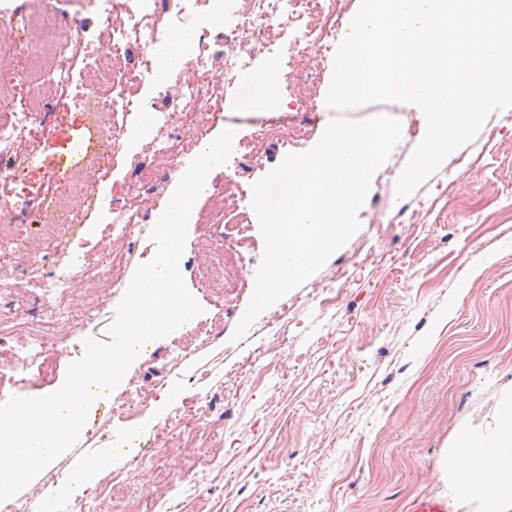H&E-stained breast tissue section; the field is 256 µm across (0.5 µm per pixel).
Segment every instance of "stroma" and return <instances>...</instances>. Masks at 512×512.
<instances>
[{"mask_svg":"<svg viewBox=\"0 0 512 512\" xmlns=\"http://www.w3.org/2000/svg\"><path fill=\"white\" fill-rule=\"evenodd\" d=\"M224 83L223 124L242 150L266 129L276 107L249 111L252 70ZM412 115L414 136L402 137L358 218L360 229L301 287L262 311L242 337L234 332L253 295L255 274L230 290L224 334L196 345L177 331L145 343L127 380H163L173 394L152 399L134 415L114 409V388L89 412L90 430L23 491L35 512L46 502L68 512L76 496L95 500L94 512H137L152 494L156 512H410L415 499L443 496L440 460L462 425H486L512 380V121L491 115L463 148L474 167L443 164L412 195L396 196L402 170L422 140L426 121L407 103H376L349 110V118ZM284 159L269 144L261 167L242 182L238 204L248 212L247 257L263 260L265 242L252 211V186ZM349 278L332 282L335 267ZM339 290L325 307L316 290ZM95 301L90 326L60 327L61 352L52 375L38 364L0 377V404L37 398L61 388L84 342L105 339L118 299L103 286L80 285L75 306ZM282 340L277 367L248 378L239 365L246 350ZM219 402L207 432H178L179 449L156 447V434L175 408L196 394ZM111 449V467L84 486L77 471L93 453ZM162 468L165 480L145 489L133 476ZM67 495H60L61 487Z\"/></svg>","mask_w":512,"mask_h":512,"instance_id":"obj_1","label":"stroma"}]
</instances>
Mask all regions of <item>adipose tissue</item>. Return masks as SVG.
Instances as JSON below:
<instances>
[{"label": "adipose tissue", "mask_w": 512, "mask_h": 512, "mask_svg": "<svg viewBox=\"0 0 512 512\" xmlns=\"http://www.w3.org/2000/svg\"><path fill=\"white\" fill-rule=\"evenodd\" d=\"M195 39L193 29H175L153 47V84L180 68ZM492 427H461L442 468L453 512H512V385L506 386Z\"/></svg>", "instance_id": "ef3b65f1"}]
</instances>
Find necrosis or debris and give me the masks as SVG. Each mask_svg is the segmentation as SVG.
<instances>
[{
  "label": "necrosis or debris",
  "instance_id": "1",
  "mask_svg": "<svg viewBox=\"0 0 512 512\" xmlns=\"http://www.w3.org/2000/svg\"><path fill=\"white\" fill-rule=\"evenodd\" d=\"M211 0H78L79 14L65 0H43L41 10L18 5L0 14V294L18 283L33 288L40 321L25 352L14 354L11 369L23 373L32 354L55 351L56 327L69 321L67 294L77 283L106 280L112 295L123 286V269L139 264L141 241L149 235L151 204L165 193L193 148L209 140L223 109V79L250 66L257 49L278 48L288 69L292 110L279 114L270 138H257L247 152L230 157L227 174L207 196L196 222L204 232L201 251L217 248L239 278L248 268L235 235L247 219L234 205L238 180L258 165L275 139L282 151L295 148L314 108L305 90L334 58L348 0H224V25L208 26ZM101 14L102 39H86L81 13ZM193 28L196 37L180 75L157 89L151 102L146 151L136 154L137 171L122 195L112 197L107 224L110 245L101 261L81 262L86 243L78 230L93 211L94 186L54 161L43 178L31 145L34 118L74 113L88 134L86 162L111 166L125 141L126 119L141 107L139 89L154 70L152 48L173 29ZM288 34L277 43L278 34ZM35 53L23 66L14 56L26 45ZM40 226L38 255H31L18 225Z\"/></svg>",
  "mask_w": 512,
  "mask_h": 512
}]
</instances>
